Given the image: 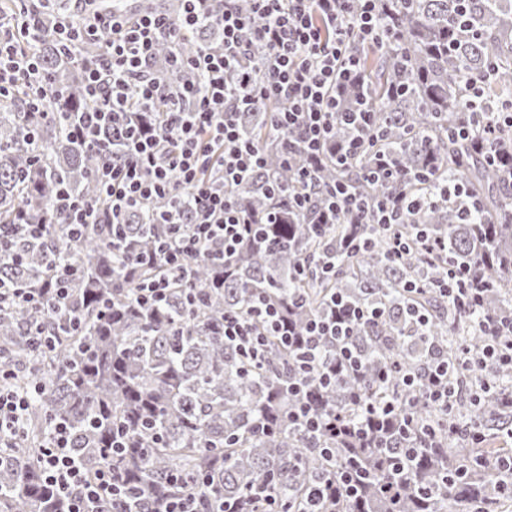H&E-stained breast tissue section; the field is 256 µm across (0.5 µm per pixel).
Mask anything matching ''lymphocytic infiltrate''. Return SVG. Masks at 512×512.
<instances>
[{"instance_id":"lymphocytic-infiltrate-1","label":"lymphocytic infiltrate","mask_w":512,"mask_h":512,"mask_svg":"<svg viewBox=\"0 0 512 512\" xmlns=\"http://www.w3.org/2000/svg\"><path fill=\"white\" fill-rule=\"evenodd\" d=\"M238 0H182L179 20L148 11L129 17L123 14L93 15L56 20L53 31L62 46L72 47L96 37L99 31L111 35L102 58L82 62L86 92L103 101L96 112L77 113L72 127L85 148H97L95 139L102 125L127 112L129 103L150 112L157 102L167 101L169 110L160 127H127L130 160L121 167L102 162L98 185L113 215L157 196L174 194L176 186L193 192L195 219L178 230L179 217L170 213L174 229L162 251L168 268L165 275L141 284L138 303L159 305L169 295L170 274L189 278L190 261L206 249L233 254L250 234L252 217L235 206L233 188L265 164L255 144L245 138L240 115L259 112L283 103L274 124L283 132L299 131L309 155L321 158L333 123L352 126L355 137L342 155L358 156L373 138L372 115L366 110L342 107V95L359 75V60L352 52L353 41L378 42L381 37L379 0H250V13H243ZM220 31L217 46L200 47L194 54H173L169 87L148 79L150 59L160 40L179 43L201 25ZM264 44L268 53L256 58L252 43ZM40 59L21 48L10 28H0V99L8 97L18 83H27L31 97L44 104L50 90L41 84ZM331 214L350 217L375 209L379 223L396 224L409 203L405 196L391 194L376 206L358 199L348 185H334L329 191ZM375 310L347 309L331 320H314L302 334H294L273 304L260 301L248 316L231 314L224 318V339L253 364L264 358L265 340L280 337L296 346L301 370L314 367L324 341L336 343V368L320 374L330 384L336 370L358 371L349 348L355 324L376 319ZM492 336L472 355H463L461 367L499 363L512 366V352L496 339L512 333V319L485 323ZM362 416L357 420L323 419L305 402L289 413L290 419L310 434L333 431L337 439L361 441L385 433L390 425L392 404L377 405L359 400ZM46 483L69 503L67 512H100L103 504L125 501L126 496L103 470L88 476L69 444L65 424H57L52 441L41 451Z\"/></svg>"}]
</instances>
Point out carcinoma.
Here are the masks:
<instances>
[{"label":"carcinoma","mask_w":512,"mask_h":512,"mask_svg":"<svg viewBox=\"0 0 512 512\" xmlns=\"http://www.w3.org/2000/svg\"><path fill=\"white\" fill-rule=\"evenodd\" d=\"M379 11L390 38L381 47L355 45L362 63L355 92L381 135L344 165L323 159L316 179L323 186L348 183L367 198L401 193L425 203L388 232L368 216L314 224L321 193L307 210L288 205L308 161L298 134L274 129L272 112L285 104L245 112L246 136L266 164L235 196L241 209L272 214L277 223L256 225L255 238L233 256L192 261L190 279L172 280L161 307L138 305L135 291L164 266L141 267L135 257L158 249L162 225L155 220L172 210L170 196L127 210L116 225L88 224L78 240L58 211V184L77 202L99 204L101 159L120 165L129 155L123 126L102 129L101 150L93 152L59 120L99 102L85 99L81 65L54 40L53 19L37 16L40 78L65 95L37 111L21 84L0 106V226H11L0 251V283L37 293L62 273L70 299L62 307L48 298L39 306L0 305V369L10 373L14 389L39 383L22 422L25 435L0 450V512H66L40 463L55 421L70 425L85 468L111 470L141 501V512H159L166 497L202 480L217 506L250 502L264 490L283 512H298L311 484L339 478L347 452L288 419L298 351L270 336L262 367L254 368L224 343V314L245 315L263 296L302 329L327 315L338 294L381 316L353 329L361 371H343L329 386L313 383L310 405L356 420L360 409L351 393L357 392L393 402L399 415L430 424L434 436L418 444L404 483L382 460L385 446L357 450L363 485L356 495H334L327 512H501L512 501V478L500 469L512 448L489 441L508 438L490 426L512 415L504 388L512 370L493 365L452 378L461 387L481 380L485 388L476 398L457 396L448 413L426 398L424 385L402 381L481 349L489 340L482 325L512 314V125L472 139L453 136L471 102L484 112L512 105V0H383ZM219 41L216 30L202 27L182 40L181 51L191 55ZM170 56V45H159L148 71L164 87L172 82ZM379 152L395 158V180L369 176ZM448 181L461 184L476 207L460 213L463 202L444 190ZM20 210L43 226L40 238H28L16 223ZM418 229L445 250L415 247L391 258L393 235L410 237ZM450 261L487 285L480 304L459 307L442 295L437 284ZM303 267L308 271L298 274ZM412 283L416 290L405 288ZM37 326L51 335L48 345L31 341ZM458 413L487 438L461 445L452 433ZM120 426L132 429L133 444L114 456ZM323 448L336 449L331 460Z\"/></svg>","instance_id":"cac0c4a2"}]
</instances>
